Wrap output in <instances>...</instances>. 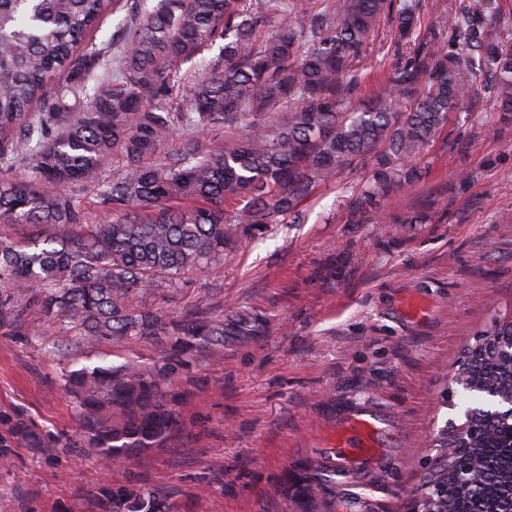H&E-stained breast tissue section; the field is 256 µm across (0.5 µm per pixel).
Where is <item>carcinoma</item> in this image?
I'll use <instances>...</instances> for the list:
<instances>
[{
  "instance_id": "obj_1",
  "label": "carcinoma",
  "mask_w": 512,
  "mask_h": 512,
  "mask_svg": "<svg viewBox=\"0 0 512 512\" xmlns=\"http://www.w3.org/2000/svg\"><path fill=\"white\" fill-rule=\"evenodd\" d=\"M312 3L125 0L141 20L113 56L83 42L117 0H0V165L29 167L0 178V222L30 228L25 242L0 236V321L43 335L19 298L43 312L54 345L71 335L82 345L164 341L151 366L85 367L64 378L82 439L104 470L180 429L186 402L175 385L190 356L222 357L226 327L247 325L242 311L163 318L150 303L157 289L224 263L266 224L304 222L317 187L368 162L347 222H370L421 178L448 115L480 92L512 121V0H455L428 17L421 0H339L323 11ZM275 14L284 21L269 35ZM384 19L408 52L370 94L359 64ZM218 40L221 54L181 107L173 92L183 67ZM59 73L66 81L53 90ZM219 127L224 141L202 144L199 133ZM179 129L178 146L149 161ZM114 157L122 168L105 181ZM64 184L97 188L101 223L59 191ZM485 335L511 340L512 315ZM472 377L512 392V363L490 349ZM487 413L473 415L475 447L496 474L472 512L484 499L508 500L497 487L508 478L512 423ZM100 498L109 512H174L144 491L106 485Z\"/></svg>"
}]
</instances>
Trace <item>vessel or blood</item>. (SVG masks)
I'll use <instances>...</instances> for the list:
<instances>
[{"instance_id":"vessel-or-blood-1","label":"vessel or blood","mask_w":512,"mask_h":512,"mask_svg":"<svg viewBox=\"0 0 512 512\" xmlns=\"http://www.w3.org/2000/svg\"><path fill=\"white\" fill-rule=\"evenodd\" d=\"M391 418L387 409L363 407L339 420L335 435L316 445L324 470L337 477L354 478L385 462L388 451L380 441V432Z\"/></svg>"}]
</instances>
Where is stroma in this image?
Here are the masks:
<instances>
[{
    "label": "stroma",
    "instance_id": "stroma-1",
    "mask_svg": "<svg viewBox=\"0 0 512 512\" xmlns=\"http://www.w3.org/2000/svg\"><path fill=\"white\" fill-rule=\"evenodd\" d=\"M421 180L388 202L382 223L350 224L368 169L318 189L304 223L244 239L233 260L152 304L248 312L252 332L224 339L222 359L195 354L179 382L185 431L167 447L101 470L80 443L69 372L149 364L164 347L132 336L58 347L0 327V413L40 435L0 463V512H105L102 485L145 490L176 512H409L448 424V373L481 331L512 311V124L480 99L451 115ZM472 172L468 184L458 168ZM431 205L427 224L397 216ZM393 409L380 467L325 474L313 443L362 403Z\"/></svg>",
    "mask_w": 512,
    "mask_h": 512
}]
</instances>
